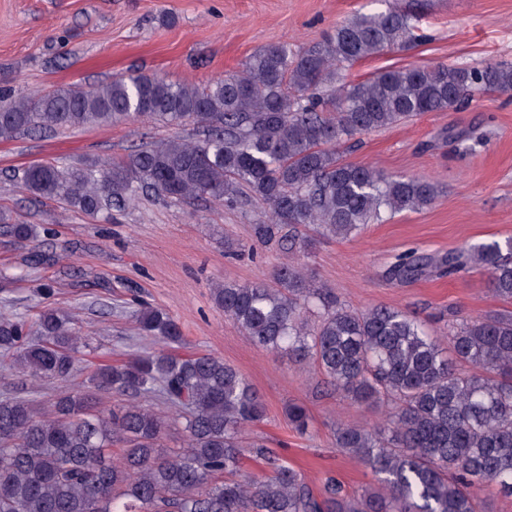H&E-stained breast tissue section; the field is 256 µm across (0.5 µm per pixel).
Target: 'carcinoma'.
<instances>
[{
    "label": "carcinoma",
    "mask_w": 512,
    "mask_h": 512,
    "mask_svg": "<svg viewBox=\"0 0 512 512\" xmlns=\"http://www.w3.org/2000/svg\"><path fill=\"white\" fill-rule=\"evenodd\" d=\"M415 21L394 3L358 13L311 48L261 47L238 71L203 87L141 74L43 95L0 87L9 100L0 109L1 141L143 117L201 127L199 141L159 139L119 160L35 163L20 180L32 196L58 199L92 219L138 204L147 192L178 202L261 204L253 237L276 243L288 261L271 284L216 285L214 302L255 345L302 370L314 365L331 391L368 407L393 403L374 425L335 424L336 447L368 466L374 483L345 492L327 478L316 493L265 444L245 437L265 406L236 368L210 354L146 352L98 368L92 389L66 391L48 411L28 399L0 400V512H478L484 489L512 496V315L451 325L445 351L409 312L347 308L299 262L313 247L302 237L311 224L346 238L437 197L432 182L346 162L343 145L482 92L512 93V62L505 61L345 79L358 61L415 43ZM0 234L32 243L38 231L0 210ZM505 250L512 254V238L438 258L413 252L387 275L411 283L472 264L494 295L512 299ZM136 318L142 334L170 347L182 343L181 327L162 310L146 306ZM85 346L67 312L44 310L33 321L0 315V358L36 380L72 382ZM105 395L128 401L111 409ZM153 396L170 417L141 403ZM287 416L295 430H307L306 406L289 404ZM178 421L184 446L166 452L163 437ZM246 453L269 471L239 474Z\"/></svg>",
    "instance_id": "obj_1"
}]
</instances>
